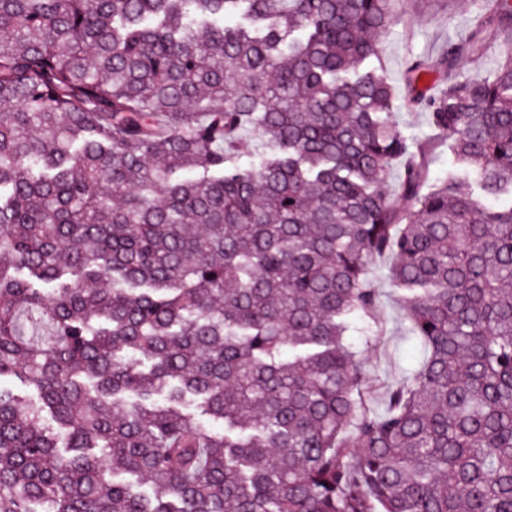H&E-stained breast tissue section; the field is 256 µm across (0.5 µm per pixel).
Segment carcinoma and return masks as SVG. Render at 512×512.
<instances>
[{"label": "carcinoma", "instance_id": "carcinoma-1", "mask_svg": "<svg viewBox=\"0 0 512 512\" xmlns=\"http://www.w3.org/2000/svg\"><path fill=\"white\" fill-rule=\"evenodd\" d=\"M394 13L0 0V512H512V50L458 67L512 0L405 72L477 194L390 121ZM386 255L423 358L377 412ZM495 32L488 33L486 55L480 66L475 67L467 58H462L459 67L472 77H486L493 70L496 61L504 50L510 49L511 45L505 38L494 35Z\"/></svg>", "mask_w": 512, "mask_h": 512}]
</instances>
